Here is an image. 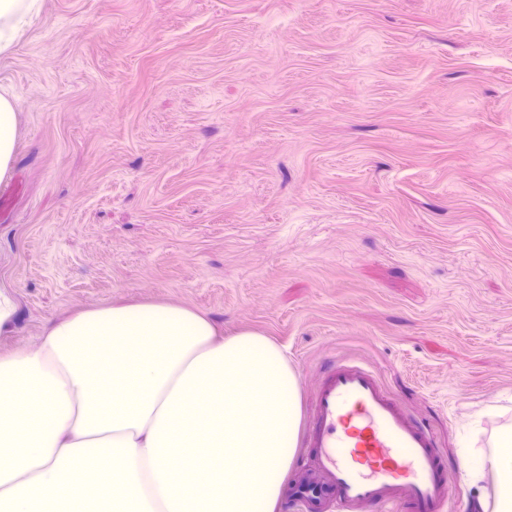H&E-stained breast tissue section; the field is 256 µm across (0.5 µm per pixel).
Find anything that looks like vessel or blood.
<instances>
[{
  "instance_id": "1",
  "label": "vessel or blood",
  "mask_w": 512,
  "mask_h": 512,
  "mask_svg": "<svg viewBox=\"0 0 512 512\" xmlns=\"http://www.w3.org/2000/svg\"><path fill=\"white\" fill-rule=\"evenodd\" d=\"M305 443L316 451L301 501L309 512L334 494L336 512H439L448 480L431 432L413 420L376 373L332 366L313 398Z\"/></svg>"
}]
</instances>
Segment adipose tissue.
<instances>
[{"mask_svg": "<svg viewBox=\"0 0 512 512\" xmlns=\"http://www.w3.org/2000/svg\"><path fill=\"white\" fill-rule=\"evenodd\" d=\"M38 0H0V53ZM19 114L0 92V186ZM299 382L262 333L160 302L79 310L0 353V512H275ZM481 512H512V428L463 454Z\"/></svg>", "mask_w": 512, "mask_h": 512, "instance_id": "1", "label": "adipose tissue"}]
</instances>
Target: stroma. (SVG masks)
<instances>
[{
    "label": "stroma",
    "instance_id": "stroma-1",
    "mask_svg": "<svg viewBox=\"0 0 512 512\" xmlns=\"http://www.w3.org/2000/svg\"><path fill=\"white\" fill-rule=\"evenodd\" d=\"M0 353L167 302L371 367L462 449L512 426V0H40L0 54ZM18 113L12 97L7 92H0V186L6 185L11 178L16 153ZM17 312L15 293L9 287L0 286V334L12 329Z\"/></svg>",
    "mask_w": 512,
    "mask_h": 512
}]
</instances>
